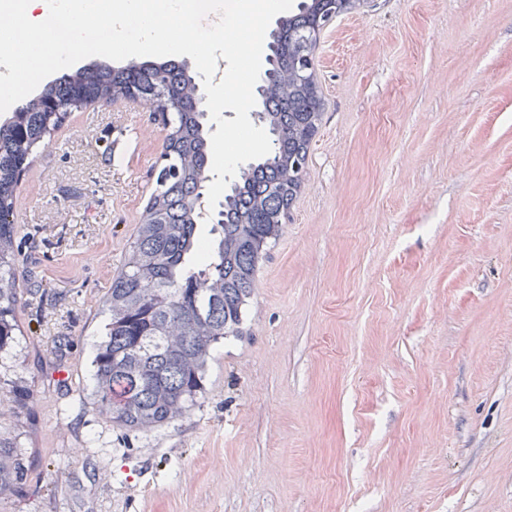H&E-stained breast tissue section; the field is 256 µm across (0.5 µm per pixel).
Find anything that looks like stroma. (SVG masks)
Instances as JSON below:
<instances>
[{"label": "stroma", "instance_id": "35a3bbf8", "mask_svg": "<svg viewBox=\"0 0 512 512\" xmlns=\"http://www.w3.org/2000/svg\"><path fill=\"white\" fill-rule=\"evenodd\" d=\"M315 68L306 187L246 329L146 435L93 410L91 360L163 127L91 106L37 149L0 362L33 389L0 422L27 471L0 512H512V0H364Z\"/></svg>", "mask_w": 512, "mask_h": 512}]
</instances>
